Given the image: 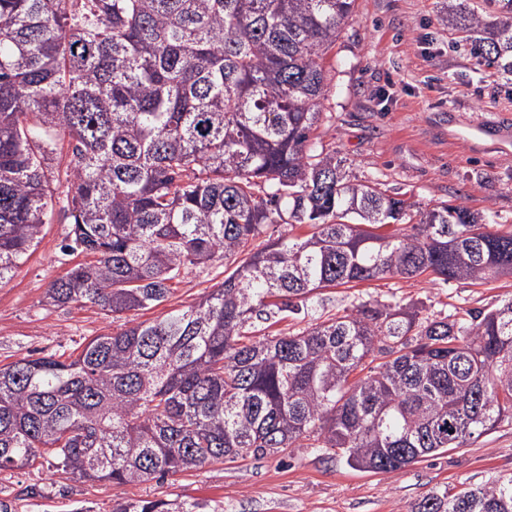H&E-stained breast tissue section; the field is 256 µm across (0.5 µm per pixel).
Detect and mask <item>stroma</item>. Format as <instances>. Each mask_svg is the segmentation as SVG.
I'll list each match as a JSON object with an SVG mask.
<instances>
[{"instance_id":"obj_1","label":"stroma","mask_w":512,"mask_h":512,"mask_svg":"<svg viewBox=\"0 0 512 512\" xmlns=\"http://www.w3.org/2000/svg\"><path fill=\"white\" fill-rule=\"evenodd\" d=\"M444 0H355L326 59L328 97L317 131L323 146L347 161L348 174L380 183L420 208L440 202L489 214L490 230L512 231V152L497 142L470 143L464 126L512 124V91L451 35ZM52 220L0 283V366L26 355L74 358L95 336L118 331L97 307L54 306L48 283L84 262L63 251L70 230L62 194ZM235 262L223 259L186 275L167 301L128 319L152 320L196 304ZM340 301L361 298L417 306L422 316H466L512 298V275L482 282H443L431 275L382 278L332 288ZM512 473V422L465 448L426 457L390 473L350 468L322 448H290L262 457L209 464L140 484L61 478L51 463L0 471V500L15 512H112L115 503L178 500L194 512H410L434 489L457 491Z\"/></svg>"}]
</instances>
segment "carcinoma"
Segmentation results:
<instances>
[{
	"instance_id": "carcinoma-1",
	"label": "carcinoma",
	"mask_w": 512,
	"mask_h": 512,
	"mask_svg": "<svg viewBox=\"0 0 512 512\" xmlns=\"http://www.w3.org/2000/svg\"><path fill=\"white\" fill-rule=\"evenodd\" d=\"M354 2L0 0V282L49 223L46 169L65 141L64 250L88 261L49 283L51 303L148 310L190 270L241 256L193 306L69 361L1 366L0 470L46 456L67 479L123 485L307 439L389 473L512 421V298L462 320L357 299L331 314L319 296L512 275V231L464 205L415 210L314 142L323 61ZM448 24L512 85V0H448ZM270 224L311 232L250 250ZM300 315L298 331L248 335ZM412 512H512V474L433 490Z\"/></svg>"
}]
</instances>
